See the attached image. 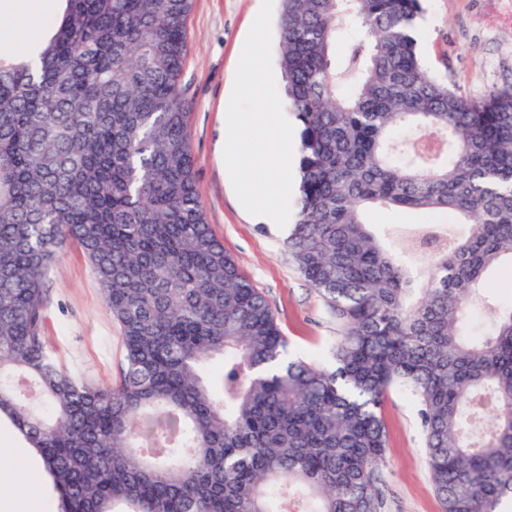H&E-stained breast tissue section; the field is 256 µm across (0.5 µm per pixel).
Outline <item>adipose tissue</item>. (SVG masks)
Segmentation results:
<instances>
[{"label": "adipose tissue", "mask_w": 512, "mask_h": 512, "mask_svg": "<svg viewBox=\"0 0 512 512\" xmlns=\"http://www.w3.org/2000/svg\"><path fill=\"white\" fill-rule=\"evenodd\" d=\"M11 21L0 30V51L32 56L52 22L48 8L35 7V0H8ZM38 491L23 481L18 471L0 470V512H38Z\"/></svg>", "instance_id": "1"}]
</instances>
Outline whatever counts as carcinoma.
<instances>
[{"label":"carcinoma","instance_id":"obj_1","mask_svg":"<svg viewBox=\"0 0 512 512\" xmlns=\"http://www.w3.org/2000/svg\"><path fill=\"white\" fill-rule=\"evenodd\" d=\"M29 59L0 56V419L56 512H380L384 411L418 407L442 512L512 499V85L468 97L421 65L420 0H281L301 126L297 270L339 326L296 357L208 224L181 83L192 0H61ZM353 31L341 66L336 40ZM374 206L445 211L432 249ZM79 244L124 367L90 386L42 336L48 270Z\"/></svg>","mask_w":512,"mask_h":512}]
</instances>
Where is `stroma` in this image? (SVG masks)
Instances as JSON below:
<instances>
[{"instance_id":"stroma-1","label":"stroma","mask_w":512,"mask_h":512,"mask_svg":"<svg viewBox=\"0 0 512 512\" xmlns=\"http://www.w3.org/2000/svg\"><path fill=\"white\" fill-rule=\"evenodd\" d=\"M421 5L424 16L414 36L431 74L469 97L512 83V0H421ZM255 8L256 0H193L181 80L192 103L189 132L197 190L209 224L264 295L292 355L328 366L338 334L334 316L298 272L284 238L254 223L241 205L224 162V114ZM46 288L49 352L86 383H115L123 363L119 326L78 246L62 254ZM385 420L382 512H441L417 408L408 394L391 395Z\"/></svg>"}]
</instances>
